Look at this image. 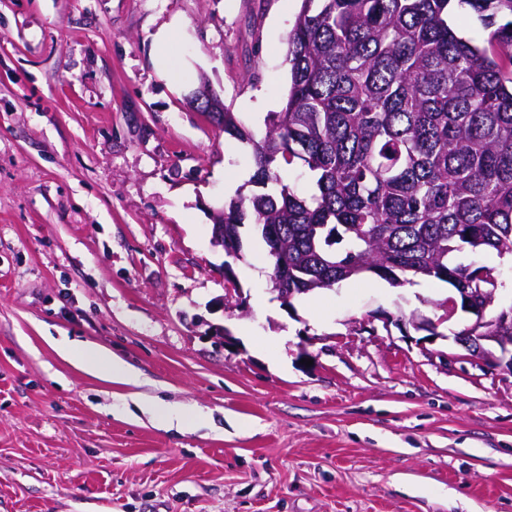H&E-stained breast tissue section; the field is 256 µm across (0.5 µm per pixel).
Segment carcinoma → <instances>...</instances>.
<instances>
[{
    "instance_id": "carcinoma-1",
    "label": "carcinoma",
    "mask_w": 512,
    "mask_h": 512,
    "mask_svg": "<svg viewBox=\"0 0 512 512\" xmlns=\"http://www.w3.org/2000/svg\"><path fill=\"white\" fill-rule=\"evenodd\" d=\"M488 25L512 0H304L288 36L286 103L257 139L224 110L215 123L252 148L259 192L224 206V248L249 220L276 225L273 269L328 289L365 274L493 288L491 269L450 256H512V20L489 47L460 37L448 8ZM301 164L314 191L282 183ZM336 229L326 243L312 226Z\"/></svg>"
}]
</instances>
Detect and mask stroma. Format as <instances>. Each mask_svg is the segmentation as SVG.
Returning <instances> with one entry per match:
<instances>
[{"label":"stroma","mask_w":512,"mask_h":512,"mask_svg":"<svg viewBox=\"0 0 512 512\" xmlns=\"http://www.w3.org/2000/svg\"><path fill=\"white\" fill-rule=\"evenodd\" d=\"M301 7L0 0V512H512V371L454 342L447 283L352 278L288 310L252 226L237 259L210 241L253 166L190 97L264 134ZM60 336L208 422L125 416Z\"/></svg>","instance_id":"stroma-1"}]
</instances>
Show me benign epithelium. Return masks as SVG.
Instances as JSON below:
<instances>
[{
  "instance_id": "benign-epithelium-1",
  "label": "benign epithelium",
  "mask_w": 512,
  "mask_h": 512,
  "mask_svg": "<svg viewBox=\"0 0 512 512\" xmlns=\"http://www.w3.org/2000/svg\"><path fill=\"white\" fill-rule=\"evenodd\" d=\"M209 101L206 114L214 117V113L224 111V104L210 90L202 86L193 96V102L198 104L202 99ZM272 291L286 306L292 300L306 292L304 288L288 287V275L270 279ZM457 292L463 298L458 301L450 297L446 301V318H451L457 311H463L475 316L472 324L467 326L465 336L456 337V342L477 356L482 364L490 370L508 369L512 371V307L502 308L494 312L489 309L497 300L496 289L459 288Z\"/></svg>"
}]
</instances>
